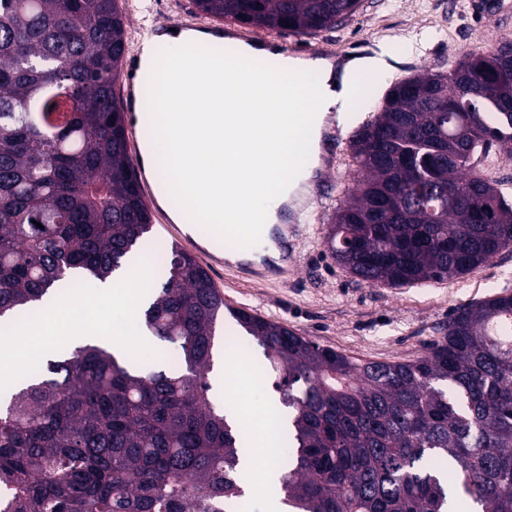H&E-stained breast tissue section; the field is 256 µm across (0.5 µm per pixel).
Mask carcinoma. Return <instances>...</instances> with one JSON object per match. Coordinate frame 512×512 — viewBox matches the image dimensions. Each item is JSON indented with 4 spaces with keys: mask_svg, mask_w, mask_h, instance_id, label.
Here are the masks:
<instances>
[{
    "mask_svg": "<svg viewBox=\"0 0 512 512\" xmlns=\"http://www.w3.org/2000/svg\"><path fill=\"white\" fill-rule=\"evenodd\" d=\"M121 0H0V328L59 287L103 283L151 231L114 79ZM207 16L293 33L359 0H195ZM512 151V51L394 83L354 135L356 188L328 250L373 286L459 277L512 248V203L475 171ZM142 311L174 369L87 343L30 363L0 401V481L17 512H237L242 419L211 396L214 328L263 350L288 409L278 491L292 512H512V295L457 308L413 361H358L224 303L190 254L164 249Z\"/></svg>",
    "mask_w": 512,
    "mask_h": 512,
    "instance_id": "obj_1",
    "label": "carcinoma"
}]
</instances>
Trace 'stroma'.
Returning a JSON list of instances; mask_svg holds the SVG:
<instances>
[{"mask_svg":"<svg viewBox=\"0 0 512 512\" xmlns=\"http://www.w3.org/2000/svg\"><path fill=\"white\" fill-rule=\"evenodd\" d=\"M472 0H360L357 11L345 21L308 34L284 33L289 45H311L320 53L341 60L373 56L386 47L390 70L362 72L374 80L369 102L351 104L343 139L338 145L344 159L331 172L335 188L315 204L297 245L298 271L285 281H241L215 267L210 277L233 307L282 323L288 329L323 347L361 360L409 361L423 356L429 344L442 337L452 311L493 294H512V249L501 251L481 267L443 282L402 288L368 286L336 264L326 243L332 216L352 185L356 167L349 141L359 126L374 118L385 92L400 79L431 72L446 74L470 53L493 48L512 33V13H482ZM193 0H128L125 31L135 44L146 24L195 12ZM421 43L407 53L403 39ZM208 233L194 230L191 238L154 224L136 255L144 280L160 272L151 259L155 242L193 252L206 243ZM142 294L133 288L131 301L102 297L88 323L104 325L113 337L123 338L129 320L141 313Z\"/></svg>","mask_w":512,"mask_h":512,"instance_id":"35a3bbf8","label":"stroma"}]
</instances>
